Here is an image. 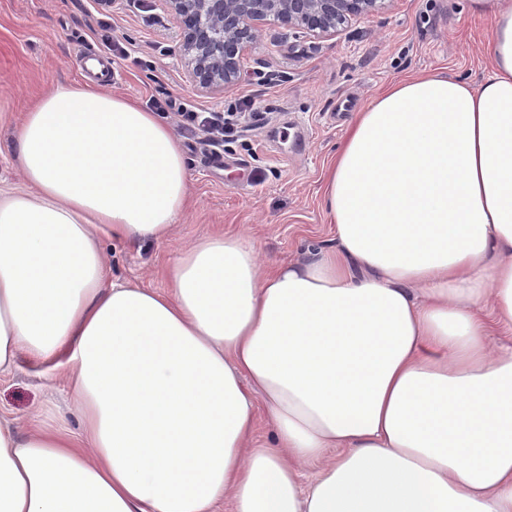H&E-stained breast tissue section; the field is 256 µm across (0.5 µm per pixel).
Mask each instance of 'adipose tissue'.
<instances>
[{
	"mask_svg": "<svg viewBox=\"0 0 512 512\" xmlns=\"http://www.w3.org/2000/svg\"><path fill=\"white\" fill-rule=\"evenodd\" d=\"M468 11L490 75L359 112L325 178L335 247L267 265L208 236L165 292L110 280L100 243L170 238L171 125L82 84L35 101L0 186V374L63 369L80 428L0 418V512H512V0Z\"/></svg>",
	"mask_w": 512,
	"mask_h": 512,
	"instance_id": "ef3b65f1",
	"label": "adipose tissue"
}]
</instances>
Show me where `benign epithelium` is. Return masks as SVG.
I'll use <instances>...</instances> for the list:
<instances>
[{"mask_svg":"<svg viewBox=\"0 0 512 512\" xmlns=\"http://www.w3.org/2000/svg\"><path fill=\"white\" fill-rule=\"evenodd\" d=\"M176 20L190 81L209 91L236 82L259 28L277 22L314 38L333 37L381 0H164Z\"/></svg>","mask_w":512,"mask_h":512,"instance_id":"obj_1","label":"benign epithelium"}]
</instances>
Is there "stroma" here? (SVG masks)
<instances>
[{
  "instance_id": "obj_1",
  "label": "stroma",
  "mask_w": 512,
  "mask_h": 512,
  "mask_svg": "<svg viewBox=\"0 0 512 512\" xmlns=\"http://www.w3.org/2000/svg\"><path fill=\"white\" fill-rule=\"evenodd\" d=\"M466 0H385L332 38L280 24L263 26L239 82L198 88L181 63L177 25L163 0H0V183L20 174L11 131L31 103L58 84L87 83L85 62L103 57L112 93L151 108L172 98L208 112L250 99L262 113L245 136L211 160L202 136L184 138L190 203L169 241H103L110 278L165 289L161 275L180 248L219 232L251 235L267 263L304 259L335 244L323 206L326 170L356 112L388 84L448 72L477 83L488 76L490 31ZM58 372L21 359L0 378V413L27 422L65 411Z\"/></svg>"
}]
</instances>
